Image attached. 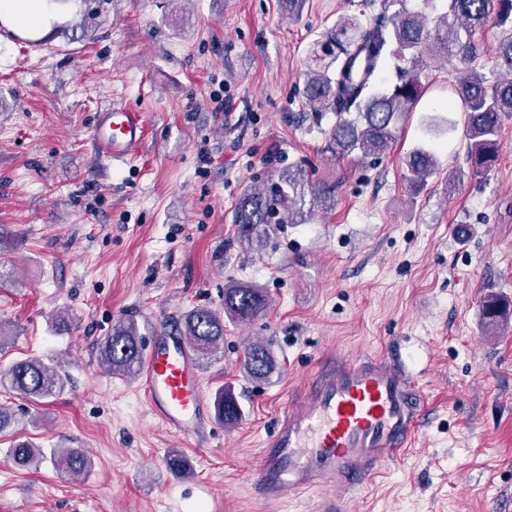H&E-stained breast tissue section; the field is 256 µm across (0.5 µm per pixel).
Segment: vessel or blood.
Instances as JSON below:
<instances>
[{
  "label": "vessel or blood",
  "instance_id": "1",
  "mask_svg": "<svg viewBox=\"0 0 512 512\" xmlns=\"http://www.w3.org/2000/svg\"><path fill=\"white\" fill-rule=\"evenodd\" d=\"M145 129L143 113L116 104L104 110L93 137L105 159L123 163ZM136 375L155 419L183 439L200 436L215 411L182 334L153 336ZM422 410V394L404 365L328 355L260 455L255 488L275 501L291 490L361 487L406 454Z\"/></svg>",
  "mask_w": 512,
  "mask_h": 512
}]
</instances>
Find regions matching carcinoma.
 Masks as SVG:
<instances>
[{
  "label": "carcinoma",
  "mask_w": 512,
  "mask_h": 512,
  "mask_svg": "<svg viewBox=\"0 0 512 512\" xmlns=\"http://www.w3.org/2000/svg\"><path fill=\"white\" fill-rule=\"evenodd\" d=\"M490 24L504 28L499 45L504 72L490 80L477 70L479 48L473 39ZM456 58L462 65L455 85L456 98L448 100V111L463 114L466 160L472 172L492 165L502 115L512 114V0H448V14L434 23L407 9L390 19L365 23L355 14L339 18L322 41L313 44L304 73L302 98L312 111L331 112L330 147L338 156L359 158L385 155L396 139V125L419 104L423 82L419 68L424 52ZM408 66L396 67V82L382 90L378 79L390 59ZM405 178L417 191L439 170L434 149L418 147L405 158ZM330 187L313 181L301 169H288L269 184H257L240 196L233 222L240 237L259 246L274 224H306L317 212L332 209ZM269 307L265 289L232 281L224 287V308L194 307L182 317L180 330L202 361L217 357L224 345V320L250 323ZM488 319L498 323L511 311L490 299ZM99 364L116 376L129 375L141 362L142 344L138 325L123 320L97 346ZM242 368L250 379H267L276 369L271 347L253 343L245 348ZM66 379L62 362L55 358L27 357L0 371V386L30 402L61 394ZM214 404L217 418L234 425L242 415L231 389L220 387ZM11 460L21 467H38L44 452L28 440L13 441ZM57 467L69 474H87L93 463L79 448L54 449Z\"/></svg>",
  "instance_id": "cac0c4a2"
}]
</instances>
